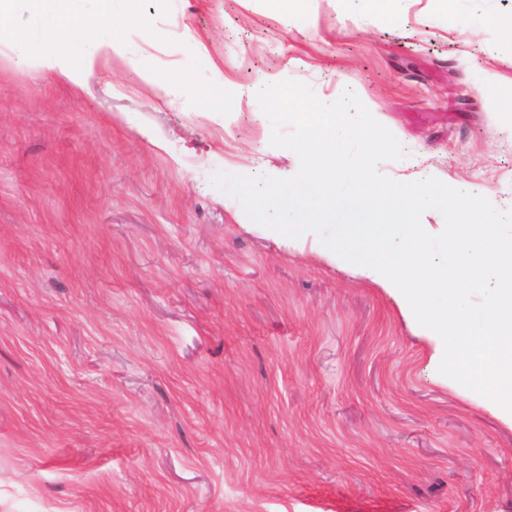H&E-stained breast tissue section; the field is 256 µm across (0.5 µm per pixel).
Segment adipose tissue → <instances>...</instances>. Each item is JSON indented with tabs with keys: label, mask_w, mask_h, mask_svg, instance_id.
<instances>
[{
	"label": "adipose tissue",
	"mask_w": 512,
	"mask_h": 512,
	"mask_svg": "<svg viewBox=\"0 0 512 512\" xmlns=\"http://www.w3.org/2000/svg\"><path fill=\"white\" fill-rule=\"evenodd\" d=\"M140 0H0V20L27 13L37 34L9 30L5 40L15 62L51 73L81 92L89 91L90 76L120 52L124 28L111 25L119 14L135 21Z\"/></svg>",
	"instance_id": "ef3b65f1"
}]
</instances>
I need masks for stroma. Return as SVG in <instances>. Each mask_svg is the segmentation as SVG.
<instances>
[{
    "label": "stroma",
    "instance_id": "35a3bbf8",
    "mask_svg": "<svg viewBox=\"0 0 512 512\" xmlns=\"http://www.w3.org/2000/svg\"><path fill=\"white\" fill-rule=\"evenodd\" d=\"M401 12L411 37L361 0H142L87 94L0 45V512H512V428L380 288L212 183L299 166L242 95L264 76L352 89L402 146L392 179L512 210V123L480 91H512L486 25L512 0Z\"/></svg>",
    "mask_w": 512,
    "mask_h": 512
}]
</instances>
